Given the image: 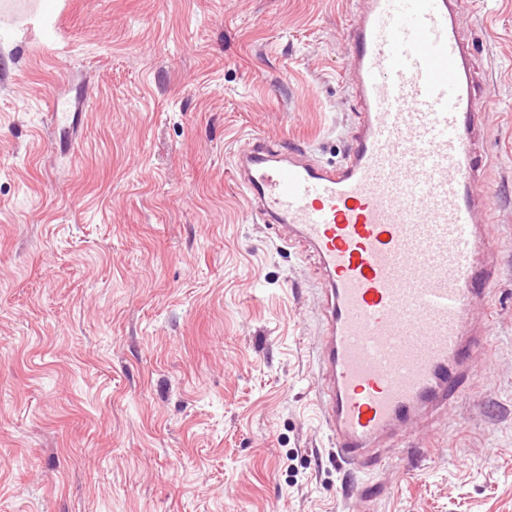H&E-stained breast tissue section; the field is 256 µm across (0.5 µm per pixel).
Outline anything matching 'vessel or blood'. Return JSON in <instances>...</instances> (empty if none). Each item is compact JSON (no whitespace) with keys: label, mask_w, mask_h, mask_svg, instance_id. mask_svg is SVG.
<instances>
[{"label":"vessel or blood","mask_w":512,"mask_h":512,"mask_svg":"<svg viewBox=\"0 0 512 512\" xmlns=\"http://www.w3.org/2000/svg\"><path fill=\"white\" fill-rule=\"evenodd\" d=\"M358 122L341 165L255 139L235 171L263 223L322 272L318 404L338 462L446 411L491 338L469 320L499 277L476 217L475 76L454 0H357Z\"/></svg>","instance_id":"vessel-or-blood-1"}]
</instances>
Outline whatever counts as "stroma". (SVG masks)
Listing matches in <instances>:
<instances>
[{
  "mask_svg": "<svg viewBox=\"0 0 512 512\" xmlns=\"http://www.w3.org/2000/svg\"><path fill=\"white\" fill-rule=\"evenodd\" d=\"M354 0H0V512H512V0H458L500 276L455 405L368 474L314 405L316 259L254 138L340 163Z\"/></svg>",
  "mask_w": 512,
  "mask_h": 512,
  "instance_id": "1",
  "label": "stroma"
}]
</instances>
